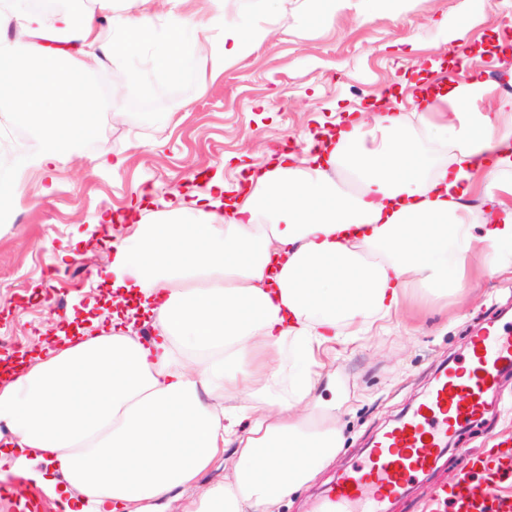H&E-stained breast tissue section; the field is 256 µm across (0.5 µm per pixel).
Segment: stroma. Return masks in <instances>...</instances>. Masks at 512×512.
Returning a JSON list of instances; mask_svg holds the SVG:
<instances>
[{
	"label": "stroma",
	"instance_id": "obj_1",
	"mask_svg": "<svg viewBox=\"0 0 512 512\" xmlns=\"http://www.w3.org/2000/svg\"><path fill=\"white\" fill-rule=\"evenodd\" d=\"M326 9L325 0H280L274 11L266 0H224L228 22L269 35L204 82L190 61L178 75L158 71L139 82L129 79L144 65L138 57L118 55L96 68L121 90L111 110L70 159L28 173L21 205L0 223V355L39 346L52 325L107 292V239L169 222L172 205L207 193L213 179L236 189L242 164L300 154L307 132L361 118L388 91L406 132L418 130L416 87L447 71L452 55L494 77L488 104L512 98V50L500 45V18L512 12V0H382L364 21L355 7L318 20ZM116 157L120 168L99 164ZM484 263L475 252L470 276L447 300L414 294L345 350L321 351L325 375L313 417L335 411L344 445L276 512H314L315 499L374 437L411 411L439 372L463 360L469 336L490 319L512 322V274H482ZM493 397L500 409L463 429L389 512H444L433 488L453 484L473 454L512 443V371Z\"/></svg>",
	"mask_w": 512,
	"mask_h": 512
}]
</instances>
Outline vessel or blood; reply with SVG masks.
<instances>
[{
    "label": "vessel or blood",
    "mask_w": 512,
    "mask_h": 512,
    "mask_svg": "<svg viewBox=\"0 0 512 512\" xmlns=\"http://www.w3.org/2000/svg\"><path fill=\"white\" fill-rule=\"evenodd\" d=\"M512 369V329L495 324L471 336L465 363L444 370L418 407L375 445L324 497L318 512H387L388 502L430 469L453 433L482 415L486 396ZM501 471L462 479L449 494L453 512H512V499L493 495Z\"/></svg>",
    "instance_id": "1"
}]
</instances>
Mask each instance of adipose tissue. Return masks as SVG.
<instances>
[{
	"instance_id": "adipose-tissue-1",
	"label": "adipose tissue",
	"mask_w": 512,
	"mask_h": 512,
	"mask_svg": "<svg viewBox=\"0 0 512 512\" xmlns=\"http://www.w3.org/2000/svg\"><path fill=\"white\" fill-rule=\"evenodd\" d=\"M95 0L82 17L46 18L23 0H0V103L16 107L52 141L24 154L12 203L28 171L72 155L104 109L90 70L115 54L147 55L153 71L176 72L200 56L217 74L263 41L261 28L224 20V0L196 23L217 37L189 40V0ZM478 76L449 82L425 101L431 120L405 136L397 116L373 115L340 130L328 153L308 152L251 177L231 215L211 182L188 224L138 225L113 242L112 290L131 299L154 331L134 336L120 315L92 335L63 337L57 349L0 383V431L19 463L36 458L64 512H166L172 490L197 489L194 512H273L311 481L340 447L335 421L311 423L322 379L316 353L347 346L391 317L408 291L447 296L475 247L484 270L512 269V113L468 120ZM358 183L344 190V174ZM498 207L481 237L474 201ZM247 398L252 423L238 430L228 396ZM234 455L224 483L199 475Z\"/></svg>"
}]
</instances>
